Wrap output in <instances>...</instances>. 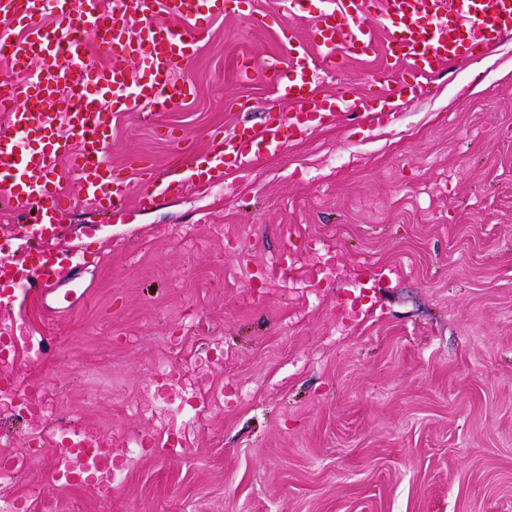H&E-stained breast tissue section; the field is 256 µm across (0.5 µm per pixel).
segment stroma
<instances>
[{
    "instance_id": "35a3bbf8",
    "label": "stroma",
    "mask_w": 512,
    "mask_h": 512,
    "mask_svg": "<svg viewBox=\"0 0 512 512\" xmlns=\"http://www.w3.org/2000/svg\"><path fill=\"white\" fill-rule=\"evenodd\" d=\"M323 0L213 20L164 112L115 108L108 152L137 182L208 131L291 112L241 57L283 58ZM378 73L398 106L316 123L247 173L146 208L65 215L90 247L51 322L0 303L16 381L0 417L19 512H512V35L436 67L423 93L379 49L319 75L330 99ZM111 443V494L52 479L32 442L62 422Z\"/></svg>"
}]
</instances>
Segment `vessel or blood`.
<instances>
[{
    "instance_id": "1",
    "label": "vessel or blood",
    "mask_w": 512,
    "mask_h": 512,
    "mask_svg": "<svg viewBox=\"0 0 512 512\" xmlns=\"http://www.w3.org/2000/svg\"><path fill=\"white\" fill-rule=\"evenodd\" d=\"M161 11L179 19V26L159 24L155 16ZM223 12L224 0H0V58L7 62L0 70V112L11 119L0 132V209L37 243L23 263L0 259V290L46 296L72 281L71 256L43 245L58 236L76 201L107 209L132 195L144 208L249 167L244 145L220 131L210 133L201 166L145 171L135 189L108 160L112 101H124L133 111L162 112L174 99L192 96L186 65L211 17ZM377 17L394 23L392 51L420 88L437 64L458 59L490 35L511 34L512 0H462L458 6L453 0H334L310 30L309 67L266 63L262 78L295 111L269 113L252 128L249 143L278 152L311 119L335 120L338 111H325L310 75L336 69L338 49L374 53ZM90 32L104 63L86 53L84 36ZM137 58L147 61L150 78L132 71ZM63 157L79 182L80 199L62 186ZM50 451L54 477L63 485L95 481L108 469V450L77 429L62 431Z\"/></svg>"
}]
</instances>
